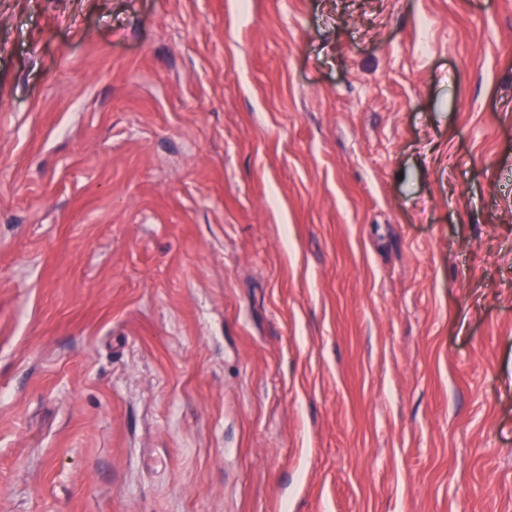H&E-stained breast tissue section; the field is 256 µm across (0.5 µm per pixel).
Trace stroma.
I'll list each match as a JSON object with an SVG mask.
<instances>
[{"mask_svg":"<svg viewBox=\"0 0 512 512\" xmlns=\"http://www.w3.org/2000/svg\"><path fill=\"white\" fill-rule=\"evenodd\" d=\"M0 512H512V0H0Z\"/></svg>","mask_w":512,"mask_h":512,"instance_id":"35a3bbf8","label":"stroma"}]
</instances>
